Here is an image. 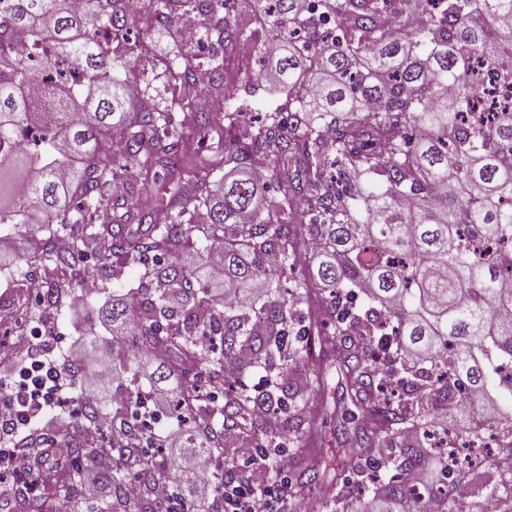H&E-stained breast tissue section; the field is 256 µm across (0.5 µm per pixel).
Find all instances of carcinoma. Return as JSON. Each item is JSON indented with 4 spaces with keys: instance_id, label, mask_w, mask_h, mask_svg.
Wrapping results in <instances>:
<instances>
[{
    "instance_id": "obj_1",
    "label": "carcinoma",
    "mask_w": 512,
    "mask_h": 512,
    "mask_svg": "<svg viewBox=\"0 0 512 512\" xmlns=\"http://www.w3.org/2000/svg\"><path fill=\"white\" fill-rule=\"evenodd\" d=\"M127 2L84 0L75 10L71 0H11L0 14V261L19 249V226L44 233L33 258L63 273L47 286L49 303L88 257L105 282L126 262L140 268L138 304L117 298L102 313L112 338L132 341L104 352L126 374L112 385V418L127 440L66 432L15 481L32 491L55 473V493L70 495L82 467L110 454L100 475L110 497L83 512H174L193 501L191 472L168 499L156 493L168 452L146 434L137 380L142 360L165 345L170 358L154 362V376L170 386L185 425L181 455L218 457L221 498L241 479L235 448L253 442L278 457L293 444L288 494L323 500L330 512H448L461 477L483 502L498 503L509 490L503 470L452 471L448 451L409 435L428 433L464 396L473 429L457 439L473 448L487 427L512 452V379L501 375L512 364V288L502 281L512 275V109L487 127L462 122L483 91L473 59L512 80V0H444L422 15L420 0H317L300 18L302 0H274L260 19L290 35L273 69L287 98L257 123L230 93L224 114L194 113L195 124L231 134L213 164L186 150L174 117L183 102L165 97L147 68L132 76L127 56L112 52L114 42L140 50L127 37ZM146 2L159 24L179 12L199 16L191 48L164 76L190 88L203 70L221 84L224 52L250 41L245 24L221 14L227 0ZM339 18L348 24L327 30ZM11 41L36 52L14 54ZM37 75L71 111L48 118L31 104L23 86ZM133 84L155 105L133 108ZM118 158L162 179L167 197L154 207L133 182L114 195ZM272 164L275 187L264 198L251 173ZM226 165L243 172L226 179ZM302 234L319 249L309 278L258 303L253 284L262 278L270 292L296 269ZM199 245L223 266L222 295L208 266L180 259ZM306 313L332 326L322 341L361 414L339 448L303 447L308 415L270 392L238 389L262 364L282 377L305 371L294 392L305 397L320 377L309 362L311 333L296 328ZM244 349L252 360L239 358ZM258 404L279 419L277 432L255 417ZM101 412L86 403L73 415L93 425ZM365 477L369 498L358 493ZM131 479L142 488L135 501L126 496Z\"/></svg>"
}]
</instances>
